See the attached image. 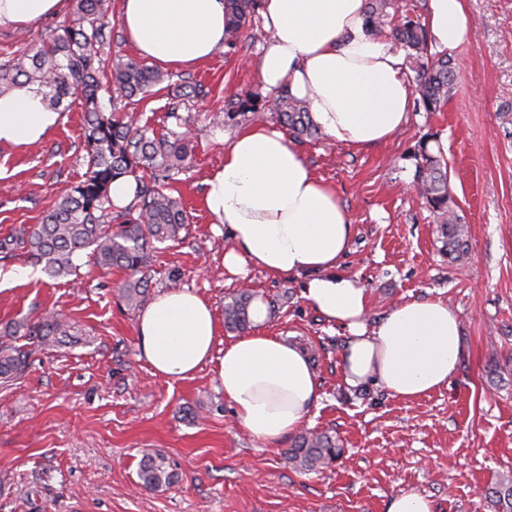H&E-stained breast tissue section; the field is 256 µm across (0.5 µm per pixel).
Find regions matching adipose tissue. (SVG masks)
Segmentation results:
<instances>
[{
  "instance_id": "ef3b65f1",
  "label": "adipose tissue",
  "mask_w": 512,
  "mask_h": 512,
  "mask_svg": "<svg viewBox=\"0 0 512 512\" xmlns=\"http://www.w3.org/2000/svg\"><path fill=\"white\" fill-rule=\"evenodd\" d=\"M63 0H0V28H22L56 15ZM365 0H262L270 37L257 59L264 90L310 102V118L333 141L371 147L407 121L411 91L402 56L365 24ZM119 23L138 55L170 67L197 66L224 48V0H120ZM438 50L470 37L464 0H429L426 18ZM62 121L34 86L0 96V145L23 148ZM204 206L232 245L224 268L253 266L279 277L306 275L302 296L342 328V376L348 387L380 386L412 403L448 386L463 348L460 319L442 300L405 301L368 322L367 290L341 270L354 228L335 190L318 178L278 130L252 125L224 149L205 180ZM267 309L255 302V331L224 345L218 378L236 424L265 447L299 431L320 393L310 357L262 329ZM141 358L176 382L211 360L214 312L186 288L168 290L141 313Z\"/></svg>"
}]
</instances>
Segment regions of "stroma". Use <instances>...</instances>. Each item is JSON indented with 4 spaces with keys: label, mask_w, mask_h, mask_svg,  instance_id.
Returning <instances> with one entry per match:
<instances>
[{
    "label": "stroma",
    "mask_w": 512,
    "mask_h": 512,
    "mask_svg": "<svg viewBox=\"0 0 512 512\" xmlns=\"http://www.w3.org/2000/svg\"><path fill=\"white\" fill-rule=\"evenodd\" d=\"M472 39L454 50L459 73L438 112L412 109L387 142L368 149L326 136L296 148L333 186L355 228L342 271L368 290L370 320L407 300L441 299L459 316L463 356L447 388L413 404L384 389H350L343 381L341 329L307 306L304 280L249 269L224 270L226 233L203 207L204 180L224 148L270 98L256 69L268 34L254 18L235 47L172 72V85L199 81L208 97L168 116L167 91L116 110L163 133L194 141L176 189L189 222L165 242L144 271L148 298L170 282L196 291L216 318L237 290L288 301L265 330L291 336L314 360L321 399L307 429L327 431L345 449L336 464L301 473L284 465V449L267 448L238 427L218 382V357L232 332L219 330L216 361L171 382L140 358L139 310L118 298L127 273L82 265L78 276L52 278L20 255L0 254V327L42 312L66 314L62 343L33 345L25 373L0 383V512H384L386 501L415 492L435 512H491L488 486L512 476V0H465ZM61 16L0 30V64L37 43ZM61 124L26 148L0 146V238L40 223L62 190L87 171L80 97L60 107ZM224 122L211 124L210 113ZM448 142V184L470 228L463 264L441 250L433 214L412 188L420 142ZM165 457L176 473L169 487L139 485L144 451Z\"/></svg>",
    "instance_id": "1"
}]
</instances>
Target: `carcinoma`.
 <instances>
[{
    "mask_svg": "<svg viewBox=\"0 0 512 512\" xmlns=\"http://www.w3.org/2000/svg\"><path fill=\"white\" fill-rule=\"evenodd\" d=\"M230 22L226 44L233 46L251 21L257 0H225ZM398 0H366V24L374 32L390 30L406 50V65L414 72L418 104L437 112L448 102L456 81L457 62L449 54L430 52V37L424 25L408 16L396 20ZM112 0H74L68 20L40 43L27 45L8 63L0 65V96L20 82L38 86L50 107H57L74 95L83 99L87 132L85 150L88 171L73 188L62 191L42 223L14 230L0 240V253L16 251L34 265L43 266L51 277L78 274V259L88 250L94 265L108 271L125 269L128 277L117 287L130 308L145 298L146 281L140 273L158 252L157 244L178 238L186 224V213L178 198L168 193L193 155V143L184 132L169 130L160 135L132 117L107 113L102 92L118 97L148 96L152 89L170 81L168 73L132 60L124 61L105 53L112 42ZM209 94L202 84L172 96L170 117L179 119L177 109L188 97ZM280 122L296 137L318 135L305 101L283 95L275 103ZM150 175L136 179L133 202L112 214L110 187L118 177L133 176L138 169ZM414 186L429 210L437 217L442 251L451 264L462 263L468 252V228L456 210L448 189V177L441 157L419 145ZM119 221L117 227L112 222ZM256 294L242 291L224 303V326L230 331L251 328L249 309ZM33 336L41 342L58 341L67 335L59 314H46L34 323L12 322L0 329V381L8 383L24 373L30 351L12 340ZM343 454L336 438L327 432L298 435L283 453L295 469L316 471L336 462ZM161 456L146 453L140 461L141 485L157 490L174 483L175 472ZM492 512H512V478L498 481L488 491Z\"/></svg>",
    "mask_w": 512,
    "mask_h": 512,
    "instance_id": "carcinoma-1",
    "label": "carcinoma"
}]
</instances>
